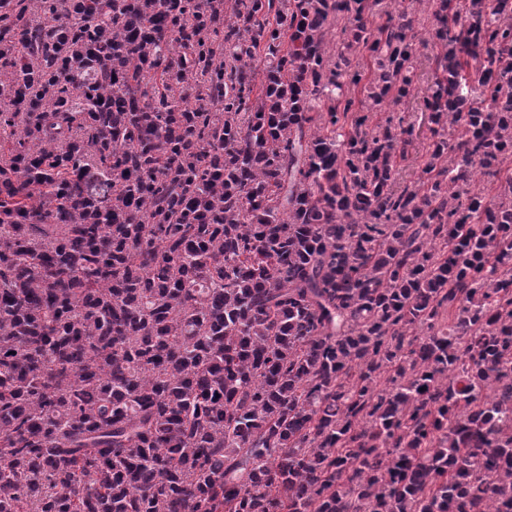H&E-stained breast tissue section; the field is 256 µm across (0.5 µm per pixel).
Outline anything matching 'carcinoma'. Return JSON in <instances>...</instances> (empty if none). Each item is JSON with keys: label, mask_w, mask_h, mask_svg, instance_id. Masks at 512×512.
<instances>
[{"label": "carcinoma", "mask_w": 512, "mask_h": 512, "mask_svg": "<svg viewBox=\"0 0 512 512\" xmlns=\"http://www.w3.org/2000/svg\"><path fill=\"white\" fill-rule=\"evenodd\" d=\"M510 159L512 0H0V512H512ZM391 112L405 113L406 119L414 125L413 144L407 147L408 152L404 160L397 159V169H402V175L407 180L416 179L419 173V166L427 158L429 141L425 138L428 135L425 116L423 112L418 110V106L414 102H406L397 106L387 103L381 111L371 114L372 123L384 122L386 117L392 115Z\"/></svg>", "instance_id": "1"}]
</instances>
